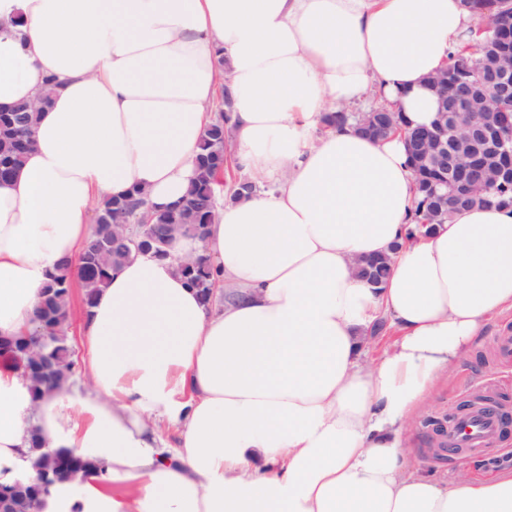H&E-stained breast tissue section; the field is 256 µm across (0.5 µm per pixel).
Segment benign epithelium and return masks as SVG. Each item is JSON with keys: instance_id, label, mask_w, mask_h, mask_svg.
Here are the masks:
<instances>
[{"instance_id": "benign-epithelium-1", "label": "benign epithelium", "mask_w": 512, "mask_h": 512, "mask_svg": "<svg viewBox=\"0 0 512 512\" xmlns=\"http://www.w3.org/2000/svg\"><path fill=\"white\" fill-rule=\"evenodd\" d=\"M478 69L472 82L445 70L431 78L440 99L438 130L434 135H416L419 164L427 167L448 161V186L453 206L474 198L478 189H488L512 172V122L504 120L512 105V48L502 43L512 38L508 29L487 20L479 29ZM364 128L381 137L396 134L397 122L388 112L374 110ZM119 225L140 228L128 240L137 254L153 253L150 225L136 212L124 213Z\"/></svg>"}]
</instances>
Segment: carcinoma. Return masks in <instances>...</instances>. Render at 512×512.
Returning <instances> with one entry per match:
<instances>
[{
    "label": "carcinoma",
    "instance_id": "cac0c4a2",
    "mask_svg": "<svg viewBox=\"0 0 512 512\" xmlns=\"http://www.w3.org/2000/svg\"><path fill=\"white\" fill-rule=\"evenodd\" d=\"M38 106L21 104L9 112H0V181H6L20 167L32 147V128ZM224 124L216 121L209 128L195 163V177L183 204L154 215L153 223L176 224L179 231L199 235L217 215L215 175L222 168ZM414 191L418 207L414 216L416 227L423 228L448 219L452 208H445L440 217L433 216V192L447 193L444 174L439 169L413 168ZM141 201L140 193L114 197L96 207V220L86 240L79 267V281L84 288V304L91 306L97 292L103 288L112 270L121 266L132 254L127 241L112 237V212L125 209ZM477 203L512 205V180L498 183L490 191L478 196ZM388 257H373L360 267L359 276L374 287H379L389 274ZM189 283L209 302L213 298V271L209 263L199 259L193 271L182 270ZM72 274L64 264L43 288L38 314L39 326L32 333L0 339V358L7 359L23 370L31 383L33 399L70 381L77 374L74 351L68 343L66 329L70 321ZM39 466L38 482H18L10 487L0 486V512H36L43 489L69 479L73 473L88 476L92 466L71 455L42 452L36 458Z\"/></svg>",
    "mask_w": 512,
    "mask_h": 512
}]
</instances>
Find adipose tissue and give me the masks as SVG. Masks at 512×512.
I'll return each instance as SVG.
<instances>
[{
  "instance_id": "adipose-tissue-1",
  "label": "adipose tissue",
  "mask_w": 512,
  "mask_h": 512,
  "mask_svg": "<svg viewBox=\"0 0 512 512\" xmlns=\"http://www.w3.org/2000/svg\"><path fill=\"white\" fill-rule=\"evenodd\" d=\"M479 22L463 0H0V111L56 84L0 182V335L36 327L103 201L182 202L221 93L234 166L265 184L217 186L203 237L112 271L79 315L82 381L36 401L0 363V485L36 480L38 443L99 467L48 486L40 512H512V469L425 471L405 444L435 383L512 311V207L406 238L404 139L325 124L371 100L431 126L429 79ZM199 254L227 300L182 275ZM382 255L374 288L357 270ZM381 316L395 337L372 360Z\"/></svg>"
}]
</instances>
